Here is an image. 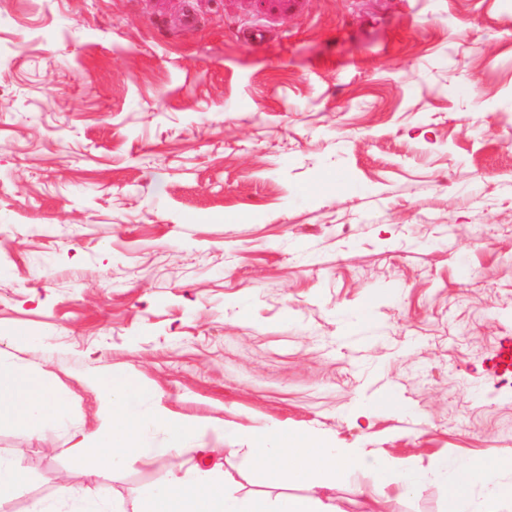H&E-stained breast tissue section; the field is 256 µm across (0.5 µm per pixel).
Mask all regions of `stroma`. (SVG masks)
Listing matches in <instances>:
<instances>
[{
    "label": "stroma",
    "instance_id": "stroma-1",
    "mask_svg": "<svg viewBox=\"0 0 512 512\" xmlns=\"http://www.w3.org/2000/svg\"><path fill=\"white\" fill-rule=\"evenodd\" d=\"M509 340L512 0H0V354L74 433L109 370L213 426L512 459ZM54 445L0 425L34 495L165 475Z\"/></svg>",
    "mask_w": 512,
    "mask_h": 512
}]
</instances>
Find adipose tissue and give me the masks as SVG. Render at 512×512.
I'll return each mask as SVG.
<instances>
[{
	"label": "adipose tissue",
	"mask_w": 512,
	"mask_h": 512,
	"mask_svg": "<svg viewBox=\"0 0 512 512\" xmlns=\"http://www.w3.org/2000/svg\"><path fill=\"white\" fill-rule=\"evenodd\" d=\"M90 390L98 403V425L70 448V463L82 468L92 457L101 471L135 463L165 470V478L147 491L136 512H339L328 491L341 484L359 485L364 477L372 480L368 497L379 505L430 484L447 489L448 512H488L497 501L512 499V484L504 480L507 465L492 452L463 467L436 459L426 463L418 455L339 447L278 422L208 428L171 413L159 391L109 372L94 380ZM2 422L58 432L69 430L72 416L53 381L0 356ZM210 433L223 441L244 438L250 466L279 488V495L232 492L234 478L225 471L219 449L204 441ZM187 448L197 462L183 474L172 460ZM29 483L16 459L0 452V512L23 496L28 499L25 512H117L113 498L87 487L62 480L52 494L32 497ZM292 485L305 486L307 495L286 494Z\"/></svg>",
	"instance_id": "1"
}]
</instances>
